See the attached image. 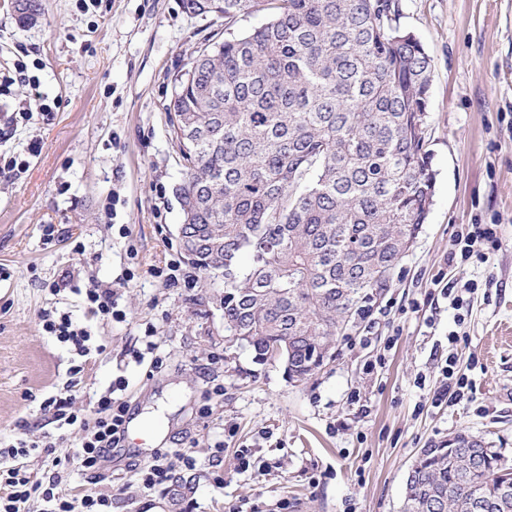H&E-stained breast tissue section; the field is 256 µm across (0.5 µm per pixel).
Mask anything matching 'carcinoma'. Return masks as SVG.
<instances>
[{"mask_svg":"<svg viewBox=\"0 0 512 512\" xmlns=\"http://www.w3.org/2000/svg\"><path fill=\"white\" fill-rule=\"evenodd\" d=\"M192 14L269 20L208 45L166 111L186 176L188 264L224 282V342L305 381L383 288L432 205V59L398 0H183ZM42 0L13 9L37 23ZM249 258L248 267L241 265ZM458 433L417 455L400 512H512V467Z\"/></svg>","mask_w":512,"mask_h":512,"instance_id":"carcinoma-1","label":"carcinoma"}]
</instances>
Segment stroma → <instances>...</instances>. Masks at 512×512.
I'll use <instances>...</instances> for the list:
<instances>
[{
    "label": "stroma",
    "instance_id": "1",
    "mask_svg": "<svg viewBox=\"0 0 512 512\" xmlns=\"http://www.w3.org/2000/svg\"><path fill=\"white\" fill-rule=\"evenodd\" d=\"M11 3L0 0V73L27 64L52 107L47 123L0 139L10 155L41 142L26 171L0 173V443L38 441L27 458L35 479L57 471L66 489L110 490L112 512H399L407 472L431 444L465 432L512 464V0H399L401 26L432 58L433 203L388 287L373 291L371 317L354 316L335 360L300 385L281 365L226 350L211 302L221 281L162 274L183 256L185 177L166 107L192 52L223 38V17L189 14L182 0H43L39 23L23 28ZM469 224L499 225L498 250L486 265L446 266ZM442 272L478 284L464 324L448 300H427ZM92 281L113 289L122 318L90 312ZM46 309L69 313L98 346L73 411L92 415L122 377L130 416L168 425L160 444L113 449L96 481L65 462L80 427L40 409L73 359L43 331ZM452 330L472 398L435 406L428 391ZM161 448L193 457L172 469L189 484L182 496L142 481Z\"/></svg>",
    "mask_w": 512,
    "mask_h": 512
}]
</instances>
